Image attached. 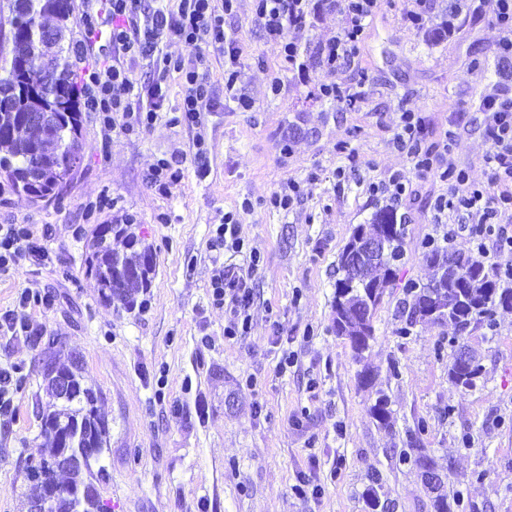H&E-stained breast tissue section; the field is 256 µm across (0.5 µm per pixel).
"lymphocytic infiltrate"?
Masks as SVG:
<instances>
[{"instance_id": "lymphocytic-infiltrate-1", "label": "lymphocytic infiltrate", "mask_w": 512, "mask_h": 512, "mask_svg": "<svg viewBox=\"0 0 512 512\" xmlns=\"http://www.w3.org/2000/svg\"><path fill=\"white\" fill-rule=\"evenodd\" d=\"M380 8V0H254L253 14L268 39L279 46L283 60L296 67L301 46L296 38L311 15L321 10H340L342 23L336 33L319 42L310 54L314 65L329 74L355 63L363 33ZM237 9V0H178L176 8L156 4L145 7L143 0H82L81 39L73 63L82 70V109L92 113L103 130L117 127L146 128L163 118L168 105L170 72H179L183 91L176 105L178 123L197 125L212 101L213 86L207 73L182 69L159 48L162 37L171 36L197 48L224 53V98L243 111L253 103L239 85L243 48L224 28L226 17ZM493 11L499 30L496 54L499 75L496 82L479 95L473 109L491 143L485 156L486 181L471 179L465 168L456 165L448 150L426 145L425 118L418 112H402L395 138L405 153L409 170L392 174L371 184L374 193H385L400 201L412 192L416 177H436L446 182V193L433 203L435 223L454 222L457 230L476 242L494 239L497 252H512V235L505 225L512 223V0H448L449 17L480 16ZM108 40L113 50L127 60L141 63L156 74L145 85L134 78L124 63L91 64L87 55L100 40ZM30 225H0V275L17 270L21 261L45 256ZM249 274L227 277L216 269L210 287L214 304L227 306L230 321L226 337L244 335L250 325Z\"/></svg>"}]
</instances>
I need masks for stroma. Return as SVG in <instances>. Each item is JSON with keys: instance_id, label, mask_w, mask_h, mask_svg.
<instances>
[{"instance_id": "1", "label": "stroma", "mask_w": 512, "mask_h": 512, "mask_svg": "<svg viewBox=\"0 0 512 512\" xmlns=\"http://www.w3.org/2000/svg\"><path fill=\"white\" fill-rule=\"evenodd\" d=\"M411 6L383 0L357 62L336 74V82L365 85L364 101L349 107L320 96L326 76L316 67L292 76L251 0H239L225 28L243 46L240 86L251 111L225 101L223 55L170 38L163 52L213 84L214 107L200 128L165 117L105 132L87 113L84 161L58 198L30 201L0 178V224L31 225L49 252L0 275V314L19 308L23 290L43 297L23 308L37 339L0 334V368L18 363L25 374L12 411L0 415V512H28L22 471L47 446L43 342L52 337L81 357L109 422L93 480L106 512H365L375 473L395 512H430L417 468L401 457L422 420L419 445L447 471V490L461 494L466 512H512V309L461 334L451 325L407 326L403 314L406 285L432 275L423 262L428 238L448 230L431 210L444 185L414 179L397 205L408 218L404 256L363 356L331 322L340 255L354 229L390 202L370 183L410 167L395 147L403 111L423 113L427 142L452 139L451 156L472 179L487 177L488 139L456 118L494 73L498 30L491 15L461 17L453 34L437 38L440 19L407 28ZM199 135L208 148L203 175ZM161 158L182 170L165 195L148 181ZM292 181L302 188L292 207L267 208ZM228 212L261 254L251 328L233 339L224 334L228 314L210 296L216 268L234 277L244 266L242 254L211 246ZM125 222L155 263L145 302L132 310L104 302L84 263L97 229ZM456 336L482 366L464 391L448 380ZM380 391L389 428L369 414ZM301 483L307 494L295 492Z\"/></svg>"}]
</instances>
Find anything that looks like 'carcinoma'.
Segmentation results:
<instances>
[{
  "mask_svg": "<svg viewBox=\"0 0 512 512\" xmlns=\"http://www.w3.org/2000/svg\"><path fill=\"white\" fill-rule=\"evenodd\" d=\"M7 7L8 14L0 13V28L8 25L13 40L25 41L45 19L68 28L77 9V0H7ZM70 52L69 47L57 46V67L52 74L45 75L40 56L29 57L23 68L0 46V176L19 191L28 185V155L41 143L39 135L25 128L22 122V115L37 105L27 90L29 76L46 80L58 90L57 99L52 101L60 113L57 139L42 147L43 187L76 169L83 160L81 83L78 72L70 65ZM385 224L391 226L385 258L366 268L364 279L354 285L345 307H340L337 300L332 307L333 326L362 335L361 340L352 344L358 357L374 339V315L363 309L360 295L377 288L378 297H383L388 285L396 278L397 262L404 254L405 217L397 215L391 207L382 208L373 215L370 234H376ZM109 230L107 237L92 239L85 259L86 274L96 280L105 302L110 303L117 297L132 307L150 287L154 273L153 254L150 246L136 235L133 225L111 224ZM424 261L435 274L428 283L409 288L412 303L407 326L401 329V334H409V326L418 321L451 324L459 331L475 323L490 326L496 309H512V286L502 285L501 280L485 272L483 265L461 254L456 261L450 262L448 249L439 246L426 252ZM481 371L479 360L472 354L470 365L464 372H458L454 364L449 366L448 379L456 387L469 389L475 385ZM45 381L55 403L54 410L43 417L42 433L50 434V447L44 450L40 459L50 460L60 453V425H65L73 435L80 434V438L71 446L67 466L56 470L44 465L38 471L30 466L26 468V479L35 488L33 498L40 497L45 487L53 486L71 497L77 512H104V505L90 480L91 457L85 453L87 448L101 451L108 443L109 424L97 407L98 396L85 385L76 356L71 357L67 365L47 367ZM381 397L383 394H378L369 412L380 426L387 428L391 425V412L387 404L380 403ZM430 493V512H454L459 506L460 499L448 495L444 485Z\"/></svg>",
  "mask_w": 512,
  "mask_h": 512,
  "instance_id": "cac0c4a2",
  "label": "carcinoma"
}]
</instances>
